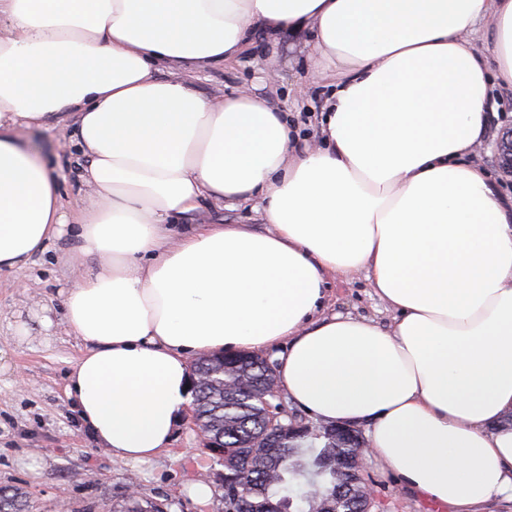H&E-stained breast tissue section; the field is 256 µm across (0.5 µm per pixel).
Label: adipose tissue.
Here are the masks:
<instances>
[{
  "label": "adipose tissue",
  "mask_w": 512,
  "mask_h": 512,
  "mask_svg": "<svg viewBox=\"0 0 512 512\" xmlns=\"http://www.w3.org/2000/svg\"><path fill=\"white\" fill-rule=\"evenodd\" d=\"M287 28L335 80L322 144L255 92L216 102L159 74ZM496 86L512 0H0V272L78 238L66 395L96 445L151 462L191 403V357L268 354L288 400L365 425L368 457L436 507L512 500V199L469 160ZM63 115L84 158L71 206L12 138ZM209 202L254 203L268 230L175 232ZM354 273L388 325L323 313Z\"/></svg>",
  "instance_id": "adipose-tissue-1"
}]
</instances>
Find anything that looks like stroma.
<instances>
[{
  "label": "stroma",
  "mask_w": 512,
  "mask_h": 512,
  "mask_svg": "<svg viewBox=\"0 0 512 512\" xmlns=\"http://www.w3.org/2000/svg\"><path fill=\"white\" fill-rule=\"evenodd\" d=\"M305 34L283 31L275 55L255 50L220 68L188 72L202 94L223 98L232 88H248L287 113L298 129L317 128L323 82L307 76ZM307 93H298L299 85ZM74 124L65 121L42 129L18 127L14 135L58 175L66 201L78 196L83 159L73 140ZM77 242L67 235L53 241L23 270L0 273V353L12 369L0 377V487L22 492L24 512H113L128 491L166 502L168 512H217L200 509L185 493L191 481L217 484L224 466L202 448L191 413L178 420L171 452L135 468L113 460L80 427L65 393L67 374L82 345L70 336L62 314V291L77 269L71 254ZM49 308V334L33 332L18 342L14 327L30 311ZM327 309L388 324L391 313L364 275L339 277L327 285ZM37 459L39 476L21 465ZM360 478L372 491L369 512H436L427 499L405 487L376 461L364 462Z\"/></svg>",
  "instance_id": "stroma-1"
}]
</instances>
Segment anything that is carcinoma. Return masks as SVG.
I'll list each match as a JSON object with an SVG mask.
<instances>
[{
  "instance_id": "carcinoma-1",
  "label": "carcinoma",
  "mask_w": 512,
  "mask_h": 512,
  "mask_svg": "<svg viewBox=\"0 0 512 512\" xmlns=\"http://www.w3.org/2000/svg\"><path fill=\"white\" fill-rule=\"evenodd\" d=\"M193 416L207 437L222 442L225 478L248 465L246 512H365L356 484L354 449L360 439L323 433L285 436L268 445V411L260 394L275 390L276 379L255 355L244 362L203 356L193 365ZM311 450L312 469L303 462ZM0 512H22L19 493L0 489ZM117 512H164L162 504L126 495Z\"/></svg>"
}]
</instances>
